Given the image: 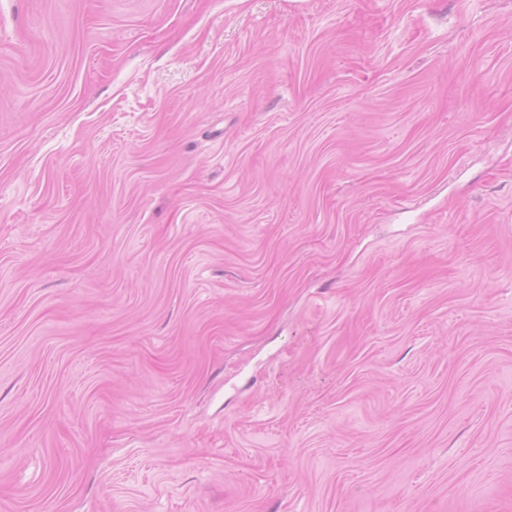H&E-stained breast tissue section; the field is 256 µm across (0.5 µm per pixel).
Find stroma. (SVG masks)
Instances as JSON below:
<instances>
[{"label": "stroma", "mask_w": 512, "mask_h": 512, "mask_svg": "<svg viewBox=\"0 0 512 512\" xmlns=\"http://www.w3.org/2000/svg\"><path fill=\"white\" fill-rule=\"evenodd\" d=\"M0 512H512V0H0Z\"/></svg>", "instance_id": "stroma-1"}]
</instances>
